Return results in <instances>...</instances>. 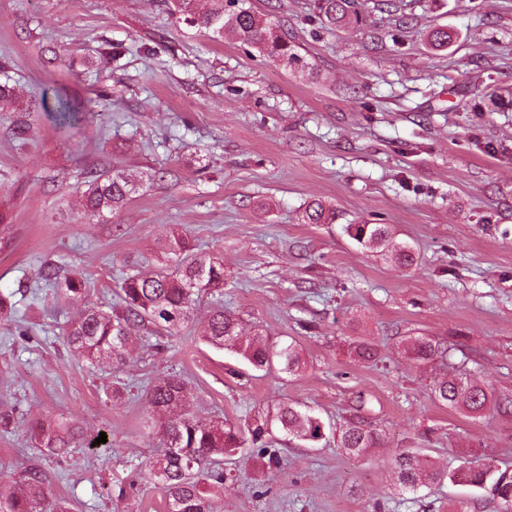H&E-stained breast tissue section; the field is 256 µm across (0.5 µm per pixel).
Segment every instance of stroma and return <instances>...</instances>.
I'll list each match as a JSON object with an SVG mask.
<instances>
[{
	"mask_svg": "<svg viewBox=\"0 0 512 512\" xmlns=\"http://www.w3.org/2000/svg\"><path fill=\"white\" fill-rule=\"evenodd\" d=\"M251 5L284 25L301 64L217 40L163 0H0V86L14 94L0 111V408L15 419L0 432V486L35 468L74 512H165L145 469L162 444L143 422L149 388L174 373L204 418L236 426L286 401L383 434L352 455L274 432L279 466L242 450L215 512H441L460 496L492 512L489 493L462 482L396 491L390 459L512 472V0H358L352 29L323 27L315 0ZM432 27L452 33L448 50L427 45ZM61 87L84 105L71 129L49 119ZM92 168L145 181L88 221ZM314 200L333 223H303ZM350 224L389 225L416 264L362 250ZM176 232L222 258L223 293L203 295L178 336L134 342L120 367L73 357L65 333L80 310L111 308L124 273L154 271ZM46 262L83 272L85 294L57 296ZM218 305L243 335L295 337L305 370L265 374L204 343ZM413 336L449 347L447 363L510 405L472 418L434 402L444 365L405 355ZM358 340L378 362L356 360ZM38 417L107 439L57 458L25 429Z\"/></svg>",
	"mask_w": 512,
	"mask_h": 512,
	"instance_id": "35a3bbf8",
	"label": "stroma"
}]
</instances>
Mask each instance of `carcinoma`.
I'll return each mask as SVG.
<instances>
[{
  "label": "carcinoma",
  "mask_w": 512,
  "mask_h": 512,
  "mask_svg": "<svg viewBox=\"0 0 512 512\" xmlns=\"http://www.w3.org/2000/svg\"><path fill=\"white\" fill-rule=\"evenodd\" d=\"M200 2L170 0V9L184 16L188 23L221 39L252 47L270 58L289 63L301 61L297 46L288 40V35L245 7L244 0H206L207 7L203 10ZM317 9L324 24L331 28L361 23L355 0H317ZM428 42L432 49L442 51L451 44L452 35L446 29H434L428 33ZM79 113L76 99L65 90H58L52 115L55 124L70 128L78 122ZM134 190L135 181L123 171H91L83 199L84 214L100 218L120 210L131 200ZM335 219V212L318 202L305 210L306 224H331ZM346 230L365 250H387L407 266L416 261L411 247L393 242L384 224H349ZM40 275L47 285L69 299L79 298L85 292V278L77 270L62 275L56 265L46 264ZM223 289L224 263L215 254L196 250L177 233L169 243L168 264L154 273L138 272L122 277L120 307L111 311L94 306L85 308L67 330V346L73 356L91 364H121L136 332L146 330L156 335L175 336L191 320L202 293H221ZM203 337L216 348L234 351L259 371L277 370L293 377L305 369L296 341L272 344L259 333L244 339L238 319L222 306L211 311ZM404 352L424 363L447 357V350L427 336L408 339ZM431 395L441 405L474 418L500 406L489 386L457 372L435 377ZM188 399L186 381L176 375L158 380L149 392L148 404L153 412L149 428L161 433L163 451L149 460L148 467L160 484L167 512H214L199 474L215 459L233 456L241 448H250L258 456L278 461L266 438L275 428L307 448L316 447L332 431L340 447L356 455L377 447L381 441L373 425L356 415L335 428L309 408L282 402L263 416L235 427L189 412L186 409ZM28 431L48 454L61 458L67 456L70 448L85 442L81 425L55 417L33 422ZM391 466L397 484L405 491H416L445 476L409 451L397 453ZM458 476L469 486L488 490L496 503L494 512H512V474L505 472L496 476L476 462L467 461L459 467ZM48 494L43 475L36 469L26 470L14 486L0 492V512H68L59 500L52 509H46Z\"/></svg>",
  "instance_id": "1"
}]
</instances>
